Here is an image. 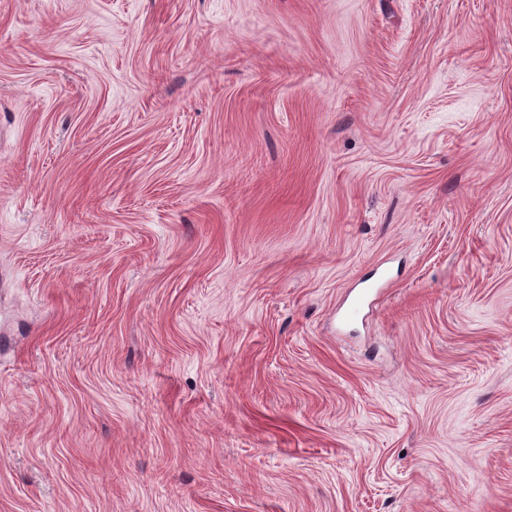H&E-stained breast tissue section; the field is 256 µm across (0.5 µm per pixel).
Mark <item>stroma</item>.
Returning a JSON list of instances; mask_svg holds the SVG:
<instances>
[{"instance_id":"obj_1","label":"stroma","mask_w":512,"mask_h":512,"mask_svg":"<svg viewBox=\"0 0 512 512\" xmlns=\"http://www.w3.org/2000/svg\"><path fill=\"white\" fill-rule=\"evenodd\" d=\"M0 512H512V0H0Z\"/></svg>"}]
</instances>
